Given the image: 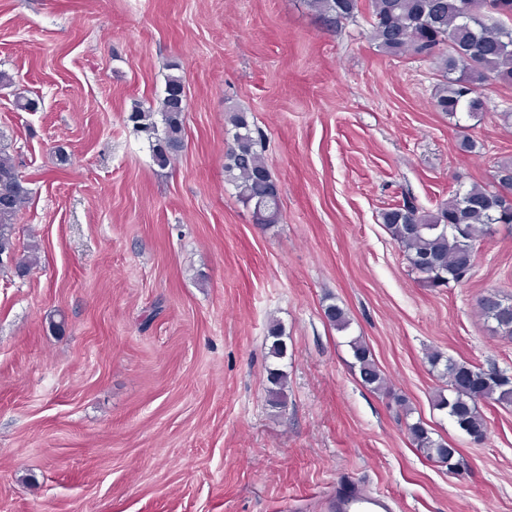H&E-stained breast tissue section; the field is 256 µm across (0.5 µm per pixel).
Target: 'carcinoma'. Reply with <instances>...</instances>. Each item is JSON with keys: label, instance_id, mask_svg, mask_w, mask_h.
<instances>
[{"label": "carcinoma", "instance_id": "1", "mask_svg": "<svg viewBox=\"0 0 512 512\" xmlns=\"http://www.w3.org/2000/svg\"><path fill=\"white\" fill-rule=\"evenodd\" d=\"M328 25L354 18L361 0H309ZM369 37L378 51L392 58L431 61L442 73L432 95L436 111L460 121L487 109L486 90L495 84H512V0H368ZM178 64L171 65L162 95L138 103L126 117L133 131L148 143L154 163L172 165L185 148V77ZM225 134L231 145L224 153V178L236 190L239 201L256 224L281 220L279 189L272 179L263 134L248 112L230 108L225 113ZM512 160L497 163L493 185L458 189L433 211L406 201L382 213L392 239L405 253L411 270L431 288L468 281L476 258V244L496 232V225L512 228ZM31 189L20 172L17 157L0 145V267L23 276L39 262V247L31 244L18 252L14 224L28 205ZM480 314L494 323L497 335L512 339V298L488 293L478 300ZM326 318L339 331L348 328L347 312L337 304L326 308ZM274 338L271 356L286 354L279 322L268 327ZM354 367L365 386L388 390L387 379L359 338L349 341ZM428 363L448 384V392L436 395V407L468 436L482 440L487 422L478 402L512 405V375L485 370L468 362L430 352ZM272 405L286 402L287 374L270 372ZM411 443L430 459L457 468V449L432 436L421 420L406 423Z\"/></svg>", "mask_w": 512, "mask_h": 512}]
</instances>
